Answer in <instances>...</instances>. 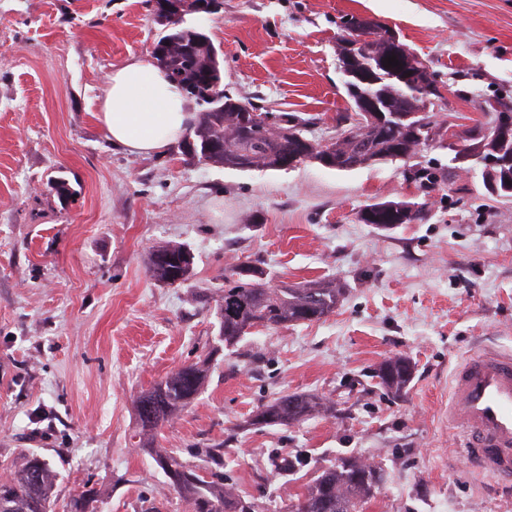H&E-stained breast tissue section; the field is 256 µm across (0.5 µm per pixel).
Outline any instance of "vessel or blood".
Wrapping results in <instances>:
<instances>
[{
  "label": "vessel or blood",
  "instance_id": "1",
  "mask_svg": "<svg viewBox=\"0 0 512 512\" xmlns=\"http://www.w3.org/2000/svg\"><path fill=\"white\" fill-rule=\"evenodd\" d=\"M448 420L466 457L489 477L512 482V352L481 349L457 367Z\"/></svg>",
  "mask_w": 512,
  "mask_h": 512
}]
</instances>
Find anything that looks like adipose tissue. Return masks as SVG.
I'll use <instances>...</instances> for the list:
<instances>
[{
	"label": "adipose tissue",
	"instance_id": "obj_1",
	"mask_svg": "<svg viewBox=\"0 0 512 512\" xmlns=\"http://www.w3.org/2000/svg\"><path fill=\"white\" fill-rule=\"evenodd\" d=\"M196 116L193 99L147 54L113 67L97 112L113 145L137 155L162 153L181 139Z\"/></svg>",
	"mask_w": 512,
	"mask_h": 512
}]
</instances>
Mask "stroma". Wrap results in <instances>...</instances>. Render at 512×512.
<instances>
[{"mask_svg": "<svg viewBox=\"0 0 512 512\" xmlns=\"http://www.w3.org/2000/svg\"><path fill=\"white\" fill-rule=\"evenodd\" d=\"M348 14L387 23L426 62L447 87L434 110L456 131L512 96V0H223L186 23L219 49L226 93L316 116L307 136L322 142L350 109L336 56ZM160 32L148 0H0V470L43 455L57 472L54 512L85 491L94 512H183L136 446L134 402L210 356L224 269L251 261L276 285L336 281L343 298L321 321L259 327L211 356L204 390L158 429L159 448L188 461L223 443L225 478L268 512H290L349 456L385 473L363 512H512V488L462 462L448 423L453 369L479 346L512 349V199L486 195L477 172H451L441 146L349 171H236L175 147L116 149L97 95ZM415 162L438 173L432 192L411 179ZM380 199L428 210L382 230L360 219ZM164 243L193 256L181 286L148 272ZM395 354L414 365L400 399L373 376ZM285 394L326 397L336 413L244 427ZM276 454L307 464L276 476Z\"/></svg>", "mask_w": 512, "mask_h": 512, "instance_id": "stroma-1", "label": "stroma"}]
</instances>
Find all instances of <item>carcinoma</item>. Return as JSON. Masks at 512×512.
Listing matches in <instances>:
<instances>
[{
	"label": "carcinoma",
	"mask_w": 512,
	"mask_h": 512,
	"mask_svg": "<svg viewBox=\"0 0 512 512\" xmlns=\"http://www.w3.org/2000/svg\"><path fill=\"white\" fill-rule=\"evenodd\" d=\"M179 19L166 30L163 39L169 42L163 57L168 76H177L192 83L190 97L201 107L194 125L184 136L182 153L205 164L235 170H280L290 168L310 157L319 144L307 145L305 126L311 123L292 113L282 114L280 128L288 134L269 136L254 130L251 118L240 111L238 100L225 93L222 66L218 52L205 34L183 26ZM388 57L386 45L377 41L368 53H352L337 48L339 68L353 74L345 81L352 104L357 97L376 100L388 117V126L356 131L358 143L347 139L342 151L358 164L367 165L394 160L418 146L419 129L403 116L416 111L422 100L402 89L395 80L397 72L425 68L427 64L410 52L398 58V66H384ZM360 219L382 229L420 220L417 214L390 210H364ZM193 265L190 251L182 245L166 244L154 249L148 270L158 283L179 286L189 279ZM342 290L326 282H309L302 286L282 283L269 285L268 274L256 263L244 262L224 268V305L216 310L218 345L212 356L230 347L256 327L275 329L288 323L315 322L334 312ZM208 368L206 361L184 365L142 395L137 405L148 403L155 412L154 421H140L143 439L138 446L149 454L166 473L169 488L191 506V512H264L258 499L244 496L224 482V443L198 448L194 456L203 464H190L161 454L152 448L154 430L169 422L200 393ZM413 374L411 362L401 356L389 358L377 369L380 384L399 397ZM331 410L315 395H282L262 405L252 417L255 425L288 427L303 421L315 412ZM305 466L300 456L279 455L274 470L286 475ZM52 465L35 451L25 455L23 463L9 477L0 478V512H50L54 483ZM382 479V469L355 458L322 471L297 499L294 512H360L362 504L373 494Z\"/></svg>",
	"instance_id": "cac0c4a2"
}]
</instances>
